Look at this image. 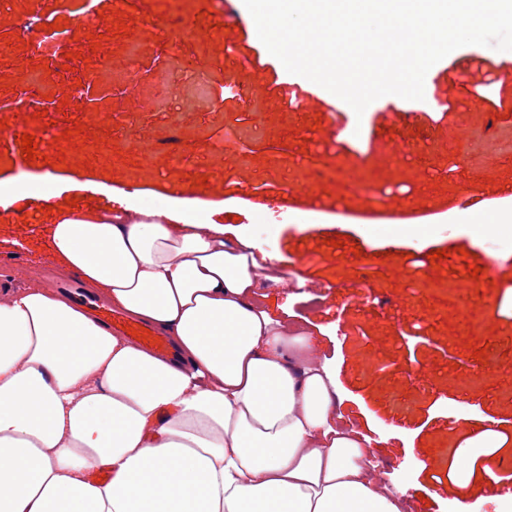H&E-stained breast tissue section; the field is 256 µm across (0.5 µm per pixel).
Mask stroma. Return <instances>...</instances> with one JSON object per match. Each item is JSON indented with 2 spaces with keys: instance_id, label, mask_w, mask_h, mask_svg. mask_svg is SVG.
<instances>
[{
  "instance_id": "35a3bbf8",
  "label": "stroma",
  "mask_w": 512,
  "mask_h": 512,
  "mask_svg": "<svg viewBox=\"0 0 512 512\" xmlns=\"http://www.w3.org/2000/svg\"><path fill=\"white\" fill-rule=\"evenodd\" d=\"M113 8V0L91 8L85 0H0V120L15 119L20 84L33 80L48 100L25 131L45 156L66 160L52 170L61 192L0 206V278L19 288L64 278L49 228L76 209L96 215L135 192L146 204L166 195L206 211L226 240L249 235L272 255L285 282L265 283V292L320 329L341 409L373 438L368 460L383 466L384 483L404 489L409 512H450L458 497L473 512H493L477 479L488 468L503 475L501 460L512 459V267L496 271L488 259L512 255V238L490 232L502 202L482 194L491 182L512 188V58L470 45L435 64L428 90L436 100L415 106L431 134L395 158L379 126L401 112L399 102L378 99L360 117L308 107L300 97L321 88L304 78L297 96L284 95L290 75L242 19L240 0H151L147 19L126 15L123 37L113 34ZM35 12L65 19L66 38L23 33ZM173 14H202L214 26L205 40L166 53L155 26ZM473 56L484 69L452 84L459 58ZM489 71L497 80L488 86ZM253 72L259 79L246 100L223 98V87ZM79 79L81 95L73 91ZM74 120L96 142L85 148L70 135L54 146ZM340 124L348 136L331 138ZM43 174L0 129V182L36 187ZM343 180L365 193L342 195ZM309 183L314 196L291 195ZM392 191L405 197L397 219L386 214ZM456 209L468 211L470 234L449 228ZM338 235L344 246L329 245ZM443 249L447 260L432 267L428 255ZM358 288L366 299L351 300ZM415 328L426 341L412 353L404 335ZM487 427L499 433L488 453L470 440ZM461 455L473 467L459 469Z\"/></svg>"
}]
</instances>
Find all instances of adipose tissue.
I'll use <instances>...</instances> for the list:
<instances>
[{"instance_id": "adipose-tissue-1", "label": "adipose tissue", "mask_w": 512, "mask_h": 512, "mask_svg": "<svg viewBox=\"0 0 512 512\" xmlns=\"http://www.w3.org/2000/svg\"><path fill=\"white\" fill-rule=\"evenodd\" d=\"M52 225L64 268L170 336L162 358L47 288L0 290V512H401L261 245L166 202Z\"/></svg>"}]
</instances>
